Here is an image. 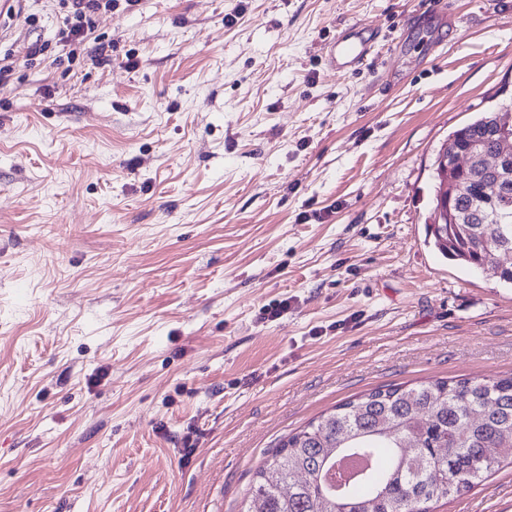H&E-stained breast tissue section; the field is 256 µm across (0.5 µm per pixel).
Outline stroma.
Wrapping results in <instances>:
<instances>
[{"label": "stroma", "mask_w": 512, "mask_h": 512, "mask_svg": "<svg viewBox=\"0 0 512 512\" xmlns=\"http://www.w3.org/2000/svg\"><path fill=\"white\" fill-rule=\"evenodd\" d=\"M440 2L116 0L60 59L61 0L0 8V512H240L334 406L512 372V288L426 241L512 0ZM354 23L379 52L331 75ZM433 510L512 512V466ZM379 32L368 25L353 24L339 30L322 54L328 73L343 75L360 70L377 47Z\"/></svg>", "instance_id": "1"}]
</instances>
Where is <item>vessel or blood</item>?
I'll return each instance as SVG.
<instances>
[{
    "instance_id": "1",
    "label": "vessel or blood",
    "mask_w": 512,
    "mask_h": 512,
    "mask_svg": "<svg viewBox=\"0 0 512 512\" xmlns=\"http://www.w3.org/2000/svg\"><path fill=\"white\" fill-rule=\"evenodd\" d=\"M378 39V31L367 25L353 24L340 29L322 48L327 72L342 75L360 70L373 54Z\"/></svg>"
}]
</instances>
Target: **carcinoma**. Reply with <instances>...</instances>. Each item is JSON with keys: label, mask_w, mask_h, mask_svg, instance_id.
I'll list each match as a JSON object with an SVG mask.
<instances>
[{"label": "carcinoma", "mask_w": 512, "mask_h": 512, "mask_svg": "<svg viewBox=\"0 0 512 512\" xmlns=\"http://www.w3.org/2000/svg\"><path fill=\"white\" fill-rule=\"evenodd\" d=\"M498 112L489 110L448 135V158L492 155ZM431 205L447 201L456 223L427 225L447 260L480 268L487 248L512 251V187L494 193L470 164L435 173ZM467 185L463 194L451 182ZM367 467L339 491L325 477L344 454ZM512 459V374L436 379L377 388L336 405L279 440L254 473L241 512H430Z\"/></svg>", "instance_id": "obj_1"}]
</instances>
